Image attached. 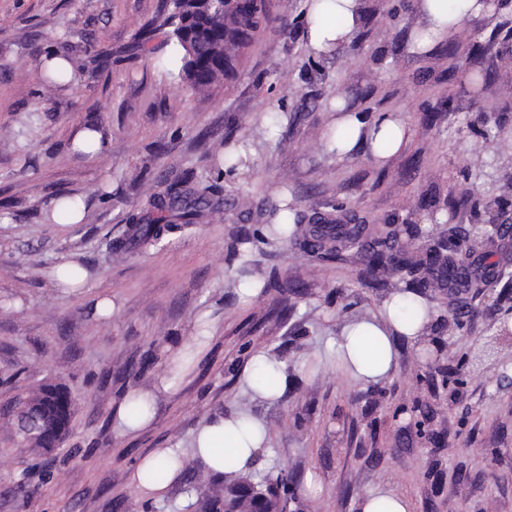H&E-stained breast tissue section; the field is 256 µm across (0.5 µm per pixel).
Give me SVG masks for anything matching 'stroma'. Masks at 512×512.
Here are the masks:
<instances>
[{
  "label": "stroma",
  "instance_id": "obj_1",
  "mask_svg": "<svg viewBox=\"0 0 512 512\" xmlns=\"http://www.w3.org/2000/svg\"><path fill=\"white\" fill-rule=\"evenodd\" d=\"M360 2L365 22L319 60L305 36L311 0H270L233 81L200 94L177 77L161 0H0V512H194L190 488L207 467L193 435L233 410L268 425L259 471L293 473L288 512H356L380 486L408 496L413 512H512V348L482 353L512 322V291L461 306L427 289L423 338L399 339L393 376L364 384L340 370L329 342L345 319L378 313L392 289L367 285L357 249L320 266L297 245L255 240L282 189L308 217L341 202L360 224L417 225L420 247L449 224L480 223L486 202L512 204V0L425 53L412 47L424 23L416 0ZM52 52L68 56L76 80L48 95ZM338 98L401 114L406 147L382 165L325 148ZM488 123L500 137L474 151ZM89 124L109 142L94 162L71 148ZM228 136L247 143L246 166L230 176ZM190 177L224 189L211 220L106 251L104 238H128L132 216L149 211L147 190ZM62 195L80 198L83 223L50 218ZM238 239L279 281L248 301L228 253ZM65 262L86 272L85 287L55 286L50 273ZM99 296L114 301L112 317L92 315ZM200 335L206 352L195 357ZM260 350L286 361L288 385L255 402L238 378ZM187 354L189 376L158 394L151 425L120 433L112 409ZM47 380L72 390L77 413L64 446L34 456L24 476L8 404ZM155 448L180 449L186 464L149 501L130 475ZM311 472L319 489L307 496Z\"/></svg>",
  "mask_w": 512,
  "mask_h": 512
}]
</instances>
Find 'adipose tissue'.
Wrapping results in <instances>:
<instances>
[{"label": "adipose tissue", "mask_w": 512, "mask_h": 512, "mask_svg": "<svg viewBox=\"0 0 512 512\" xmlns=\"http://www.w3.org/2000/svg\"><path fill=\"white\" fill-rule=\"evenodd\" d=\"M359 0H313L308 16L307 45L317 56L335 53L353 36ZM424 25L413 36L419 51L425 52L454 35L464 19L482 12L481 0H418ZM335 117L327 130V143L337 155L347 156L365 149L383 161L401 152L408 142L409 128L404 120L390 112L371 116L347 109L343 101L333 106ZM405 299L393 296L378 314L358 323L345 324L336 335V359L353 379L376 384L390 378L395 370L399 337L417 340L427 322L425 307H418L414 324H406L402 308ZM288 367L282 360L257 352L246 362L242 383L246 389L271 398L286 385ZM155 394L150 390L129 392L114 412L116 427L129 434L146 428L153 416ZM140 414H132V407ZM268 438L266 425L257 417L239 411L214 415L196 431L193 449L197 457L215 472H248ZM182 454L177 448H157L135 465L136 490L147 499L163 497L170 478L181 469ZM152 467L164 468L168 480L148 484L141 476Z\"/></svg>", "instance_id": "obj_1"}]
</instances>
